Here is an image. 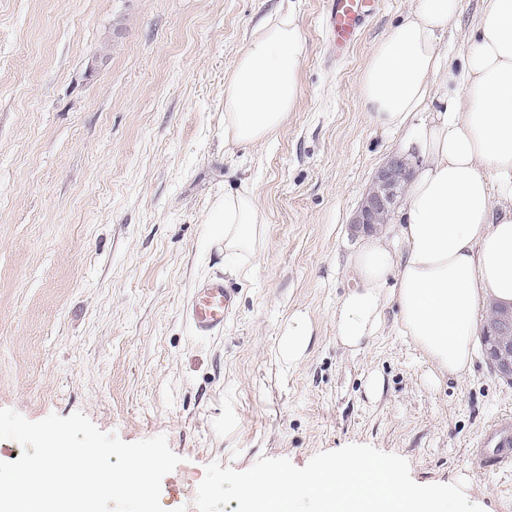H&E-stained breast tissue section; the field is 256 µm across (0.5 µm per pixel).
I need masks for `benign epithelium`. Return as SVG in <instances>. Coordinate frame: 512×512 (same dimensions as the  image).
I'll list each match as a JSON object with an SVG mask.
<instances>
[{"label": "benign epithelium", "instance_id": "1", "mask_svg": "<svg viewBox=\"0 0 512 512\" xmlns=\"http://www.w3.org/2000/svg\"><path fill=\"white\" fill-rule=\"evenodd\" d=\"M411 171L412 162L408 156H390L376 171L352 223L365 233H373L390 223L406 193ZM482 343L491 371L499 379L511 383L512 307L488 305Z\"/></svg>", "mask_w": 512, "mask_h": 512}]
</instances>
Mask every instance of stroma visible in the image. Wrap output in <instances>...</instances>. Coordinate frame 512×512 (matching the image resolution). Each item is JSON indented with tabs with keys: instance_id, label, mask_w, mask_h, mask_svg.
Listing matches in <instances>:
<instances>
[{
	"instance_id": "obj_1",
	"label": "stroma",
	"mask_w": 512,
	"mask_h": 512,
	"mask_svg": "<svg viewBox=\"0 0 512 512\" xmlns=\"http://www.w3.org/2000/svg\"><path fill=\"white\" fill-rule=\"evenodd\" d=\"M412 6L377 0L335 63L322 0H0V408L33 421L80 411L127 442L166 436L182 458L162 481L166 512H197L210 462L302 467L352 443L512 512V472H477L468 455L487 423L512 417V385L483 352L465 376H438L391 308L361 349L336 338L361 241L350 221L425 119L383 130L358 93ZM290 9L307 45L296 107L271 141L225 145L224 79L255 26ZM481 14L482 0H460L439 41L451 66ZM244 186L267 220L246 274L206 223ZM214 277L237 304L203 337L185 306ZM297 313L311 341L291 362Z\"/></svg>"
}]
</instances>
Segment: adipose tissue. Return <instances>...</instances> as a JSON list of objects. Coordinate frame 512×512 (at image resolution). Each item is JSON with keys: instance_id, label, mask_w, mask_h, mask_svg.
<instances>
[{"instance_id": "1", "label": "adipose tissue", "mask_w": 512, "mask_h": 512, "mask_svg": "<svg viewBox=\"0 0 512 512\" xmlns=\"http://www.w3.org/2000/svg\"><path fill=\"white\" fill-rule=\"evenodd\" d=\"M482 2L460 57L461 93H433L448 70L438 35L459 0H415L368 57L359 93L375 124L399 131L416 113L431 115L417 130L421 164L395 235L365 236L348 261L356 284L336 310L339 342L357 349L395 308L400 334L455 378L472 366L485 306L512 304V0ZM306 51L294 12L254 28L224 81L225 143L275 137L296 105ZM207 221L225 261L249 267L266 224L253 190L225 194Z\"/></svg>"}]
</instances>
